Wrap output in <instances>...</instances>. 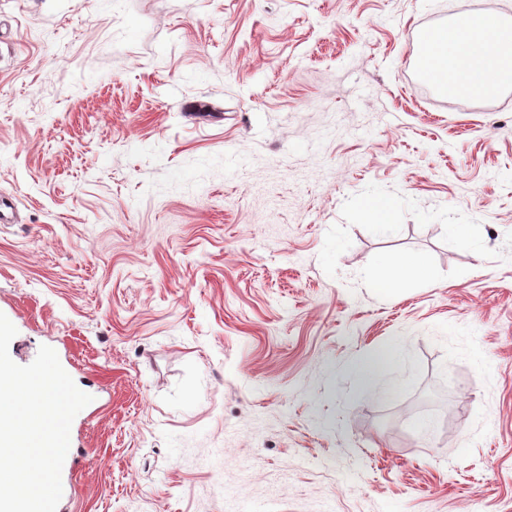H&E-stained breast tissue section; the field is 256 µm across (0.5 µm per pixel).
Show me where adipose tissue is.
Masks as SVG:
<instances>
[{
	"label": "adipose tissue",
	"instance_id": "adipose-tissue-1",
	"mask_svg": "<svg viewBox=\"0 0 512 512\" xmlns=\"http://www.w3.org/2000/svg\"><path fill=\"white\" fill-rule=\"evenodd\" d=\"M420 55L425 75L448 95L490 97L512 85V22L484 10L456 15L448 24L424 31ZM425 258H383L372 276L389 291L409 279H434Z\"/></svg>",
	"mask_w": 512,
	"mask_h": 512
}]
</instances>
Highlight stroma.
<instances>
[{
  "label": "stroma",
  "mask_w": 512,
  "mask_h": 512,
  "mask_svg": "<svg viewBox=\"0 0 512 512\" xmlns=\"http://www.w3.org/2000/svg\"><path fill=\"white\" fill-rule=\"evenodd\" d=\"M488 8L0 0L9 354L92 397L58 512H512V92L416 69ZM436 278L434 270L425 258L411 256L406 258H383L372 276L375 288L390 291L397 288L402 281L409 279Z\"/></svg>",
  "instance_id": "stroma-1"
}]
</instances>
